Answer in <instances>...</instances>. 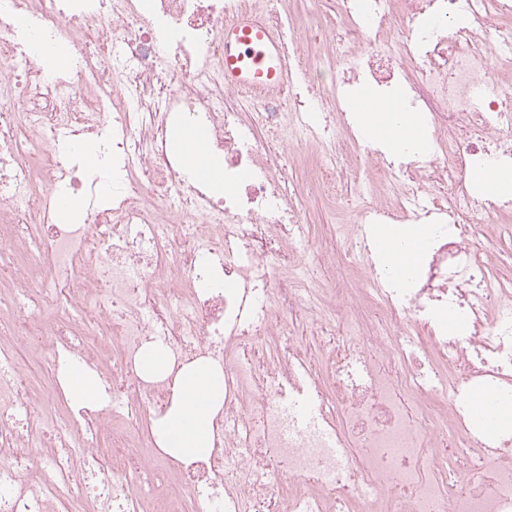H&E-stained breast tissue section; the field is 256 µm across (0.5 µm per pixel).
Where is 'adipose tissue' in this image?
Here are the masks:
<instances>
[{"mask_svg": "<svg viewBox=\"0 0 512 512\" xmlns=\"http://www.w3.org/2000/svg\"><path fill=\"white\" fill-rule=\"evenodd\" d=\"M360 122L370 136L390 141L395 152L414 146L418 124L414 113L390 110L386 103L367 102ZM420 234L417 228H397L394 238L381 242L386 265L411 269L417 262ZM63 394L75 410L99 408L107 393L98 375L61 365L58 374ZM224 406V373L214 363L200 360L183 368L175 380L166 411L153 418L152 435L158 448L176 459H196L212 448L213 422Z\"/></svg>", "mask_w": 512, "mask_h": 512, "instance_id": "obj_1", "label": "adipose tissue"}]
</instances>
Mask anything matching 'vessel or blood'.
Segmentation results:
<instances>
[{"instance_id": "obj_1", "label": "vessel or blood", "mask_w": 512, "mask_h": 512, "mask_svg": "<svg viewBox=\"0 0 512 512\" xmlns=\"http://www.w3.org/2000/svg\"><path fill=\"white\" fill-rule=\"evenodd\" d=\"M288 78L283 48L261 18L243 15L224 29V83L239 89L281 85ZM502 402L494 394L473 390L469 418L487 437L500 429Z\"/></svg>"}]
</instances>
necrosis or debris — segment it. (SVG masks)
I'll list each match as a JSON object with an SVG mask.
<instances>
[{
	"mask_svg": "<svg viewBox=\"0 0 512 512\" xmlns=\"http://www.w3.org/2000/svg\"><path fill=\"white\" fill-rule=\"evenodd\" d=\"M247 12L284 27L273 0H0V512H146L128 435L201 358L224 371V412L208 456H161L172 512H512V429L486 438L463 403L488 385L512 405V272L475 246L512 203L467 177L512 168V79L490 64L512 54V0H336V96L294 38L284 88L225 87L224 27ZM58 49L69 68L47 66ZM414 72L434 152L397 163L359 141L341 99ZM179 131L205 135L224 192L171 150ZM292 141L332 145L298 184ZM355 173L359 250L329 262L362 259L367 283L315 311L279 273L309 234L305 194L342 195ZM55 194L81 199L78 221L57 222ZM379 224L421 228L405 278L376 266ZM18 345L95 367L108 401L45 420ZM151 345L168 376L140 373Z\"/></svg>",
	"mask_w": 512,
	"mask_h": 512,
	"instance_id": "obj_1",
	"label": "necrosis or debris"
}]
</instances>
